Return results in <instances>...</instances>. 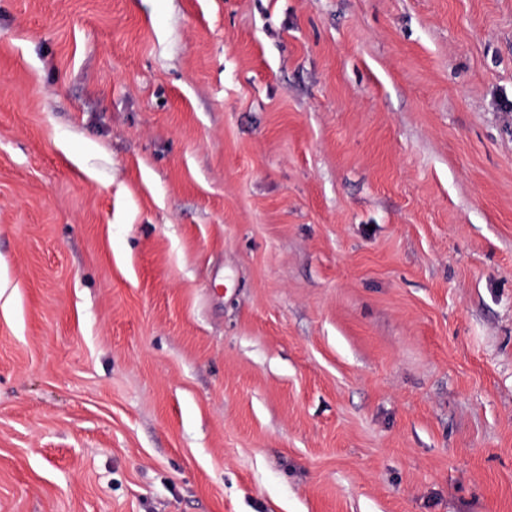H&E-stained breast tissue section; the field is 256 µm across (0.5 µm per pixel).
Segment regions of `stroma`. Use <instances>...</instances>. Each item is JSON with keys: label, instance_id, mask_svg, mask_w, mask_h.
I'll use <instances>...</instances> for the list:
<instances>
[{"label": "stroma", "instance_id": "35a3bbf8", "mask_svg": "<svg viewBox=\"0 0 512 512\" xmlns=\"http://www.w3.org/2000/svg\"><path fill=\"white\" fill-rule=\"evenodd\" d=\"M0 512H512V0H0Z\"/></svg>", "mask_w": 512, "mask_h": 512}]
</instances>
